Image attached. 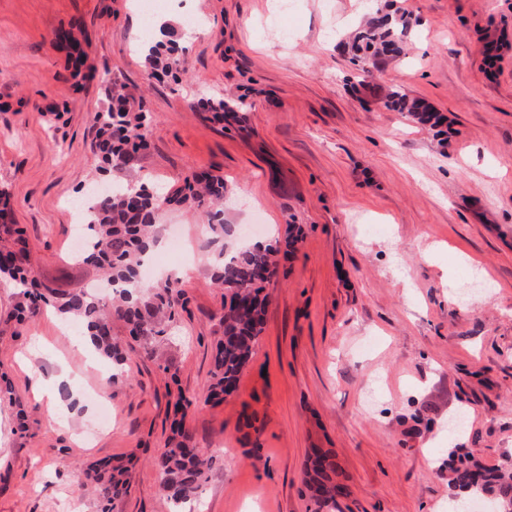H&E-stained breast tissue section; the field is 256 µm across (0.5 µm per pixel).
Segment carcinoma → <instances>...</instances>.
Instances as JSON below:
<instances>
[{
    "label": "carcinoma",
    "instance_id": "1",
    "mask_svg": "<svg viewBox=\"0 0 512 512\" xmlns=\"http://www.w3.org/2000/svg\"><path fill=\"white\" fill-rule=\"evenodd\" d=\"M408 26L405 15H383L381 8H376L354 37L353 62L362 63L369 57H398L403 51L401 36ZM74 28L72 23L55 35L59 48L69 53L74 52L78 44ZM145 61L151 75L169 74L183 68V55L173 44L149 45ZM89 79L112 87L110 102L97 114L96 142L99 171L110 174L127 168L135 153L147 145L152 117L142 103H130L124 84L112 77L110 71L92 72ZM197 105L222 119L226 113H237L242 102L205 98ZM384 106L404 112L414 121L444 134L439 129L440 116L399 89L386 94ZM225 192L224 177L202 171L185 179L184 186L163 197L135 182L117 185L98 196L99 203L86 220L85 244L76 260L93 263L103 271L112 288L113 297L108 300L87 289L50 297L39 291L29 266L24 231L11 220L10 193L0 188V282L21 286L14 317L34 318L42 307L50 305L61 316L79 322L102 356L122 365L124 356L112 336V319L118 318L126 323L130 336L144 351L152 350L154 339L161 336L187 306L185 294L169 281L150 285L139 279L146 245L158 235L159 211L173 203L205 207L211 217L209 230L218 238L226 233ZM277 254L278 249L271 246H255L231 257L224 262V268L213 274L215 283L224 289V337L216 346L209 401L219 402L236 389L240 374L254 353L264 331L267 295L263 291L276 275ZM212 463L213 456L197 446L193 433L183 421L174 422L172 436L156 460L161 487L173 507L184 506L197 498ZM312 472L309 488L317 506L315 512L336 507V497L349 494L347 488L338 489L333 485L331 473L335 469L326 455H316ZM86 477L95 483L101 512H107L109 502L127 493L126 482L112 474L106 464L90 467ZM448 489L454 499L464 495L485 500L489 505L487 512H512L511 465L485 469L472 462L463 449L450 448Z\"/></svg>",
    "mask_w": 512,
    "mask_h": 512
}]
</instances>
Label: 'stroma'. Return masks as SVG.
<instances>
[{
	"label": "stroma",
	"instance_id": "35a3bbf8",
	"mask_svg": "<svg viewBox=\"0 0 512 512\" xmlns=\"http://www.w3.org/2000/svg\"><path fill=\"white\" fill-rule=\"evenodd\" d=\"M209 23L182 37L177 78H150L132 38L142 0H0V186L32 246L38 280L86 288L75 263L85 225L70 200L92 185L149 179L169 192L195 171L223 174L224 220L251 232L225 245L299 237L266 292L265 327L236 390L207 401L223 292L203 211L170 206L155 270L192 266L166 336L142 351L121 320L128 360L102 385L72 344L78 325L39 314L7 323L0 287V512H99L83 470L127 466L110 512H171L154 460L171 433L172 395L199 447L224 443L201 512H314L312 449L348 488L335 512H448V425L481 465L512 462V0H394L412 26L400 59L355 66L343 44L374 0H192ZM82 27L80 69L55 45ZM109 69L153 121L130 174L103 176L93 152ZM398 88L448 122L447 140L386 109ZM242 98L245 126L195 111L202 97ZM63 142L65 155L55 144ZM436 253L424 258L422 249ZM67 419L49 427L48 408Z\"/></svg>",
	"mask_w": 512,
	"mask_h": 512
}]
</instances>
